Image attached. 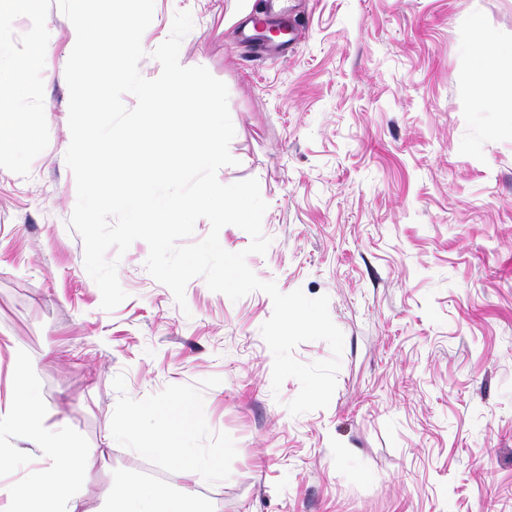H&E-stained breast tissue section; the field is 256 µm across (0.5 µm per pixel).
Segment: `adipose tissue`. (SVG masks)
<instances>
[{
	"label": "adipose tissue",
	"instance_id": "ef3b65f1",
	"mask_svg": "<svg viewBox=\"0 0 512 512\" xmlns=\"http://www.w3.org/2000/svg\"><path fill=\"white\" fill-rule=\"evenodd\" d=\"M473 65L468 81L474 89V105L478 110L493 109L499 102L512 101V78L499 79L506 63H512V44L501 42L494 32L478 30L472 42ZM200 412L197 405H180L159 435L145 440L141 454L164 457L181 471L187 480L202 473L219 471L220 464L211 457L190 448L193 422ZM22 438L36 451L41 467L28 481L3 487L7 495L22 503H31L36 512H82L87 481L82 462L86 449L74 447L63 434L48 425L34 385L20 388L11 409L0 410V436ZM107 512H193L183 495H163L150 485L112 486Z\"/></svg>",
	"mask_w": 512,
	"mask_h": 512
}]
</instances>
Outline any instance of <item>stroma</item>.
Returning a JSON list of instances; mask_svg holds the SVG:
<instances>
[{"mask_svg":"<svg viewBox=\"0 0 512 512\" xmlns=\"http://www.w3.org/2000/svg\"><path fill=\"white\" fill-rule=\"evenodd\" d=\"M291 2L296 47L255 64L224 23L237 0H155L139 70L160 75L152 53L190 12L179 61L229 91L235 162L217 178L257 179L268 204L270 246L247 264L328 295L344 334L328 407L293 416L299 382L273 391L263 292L234 302L197 277L178 306L138 240L117 267L127 299L102 309L69 225L57 0H0V46L51 58L19 98L40 115L36 152L0 140V406L25 367L49 424L88 451L84 512L116 481L187 485L135 452L187 400L204 407L193 447L223 469L191 484L198 512H512V104L477 111L463 79L477 29L512 41V0Z\"/></svg>","mask_w":512,"mask_h":512,"instance_id":"obj_1","label":"stroma"}]
</instances>
